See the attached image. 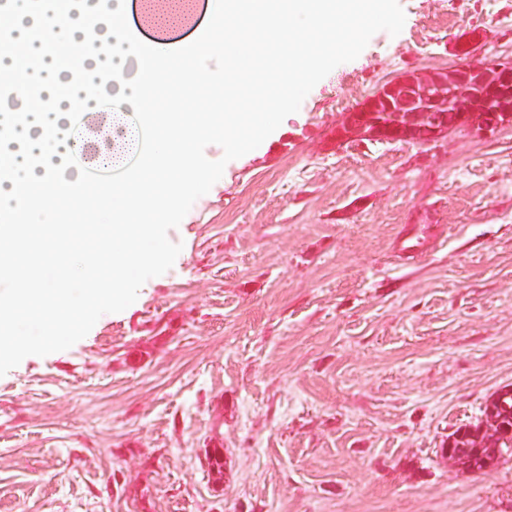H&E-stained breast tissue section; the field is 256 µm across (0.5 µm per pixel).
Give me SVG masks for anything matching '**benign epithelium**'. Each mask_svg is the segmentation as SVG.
I'll return each instance as SVG.
<instances>
[{
	"instance_id": "1",
	"label": "benign epithelium",
	"mask_w": 512,
	"mask_h": 512,
	"mask_svg": "<svg viewBox=\"0 0 512 512\" xmlns=\"http://www.w3.org/2000/svg\"><path fill=\"white\" fill-rule=\"evenodd\" d=\"M390 116L384 122L378 113ZM512 125V61L403 73L379 87L340 126L342 138L428 143L466 127L491 135ZM475 450L491 462L501 454L496 438Z\"/></svg>"
}]
</instances>
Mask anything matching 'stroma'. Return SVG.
<instances>
[{"label":"stroma","mask_w":512,"mask_h":512,"mask_svg":"<svg viewBox=\"0 0 512 512\" xmlns=\"http://www.w3.org/2000/svg\"><path fill=\"white\" fill-rule=\"evenodd\" d=\"M484 2L393 0L257 151L200 143L130 304L0 365V512H512V458L441 451L512 386V125L337 136L404 71L512 59Z\"/></svg>","instance_id":"35a3bbf8"}]
</instances>
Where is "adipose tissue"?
Returning a JSON list of instances; mask_svg holds the SVG:
<instances>
[{
	"label": "adipose tissue",
	"mask_w": 512,
	"mask_h": 512,
	"mask_svg": "<svg viewBox=\"0 0 512 512\" xmlns=\"http://www.w3.org/2000/svg\"><path fill=\"white\" fill-rule=\"evenodd\" d=\"M392 0H219L212 25L192 40L163 46L140 38L128 20V0H112L99 16L111 59L95 50L86 59L102 89H114V107L136 103L149 130V143L135 174L114 179L99 224H59L61 204L75 205L94 189L71 171L64 141L75 123L71 110L77 88L69 79L58 42L73 40L84 16L65 10H31V0H12L10 16L19 36L15 47L0 46V72L22 80L21 57L40 51L46 57L41 93L29 99L22 121L0 114L9 133L0 142V242L22 247L0 255L12 286L0 293V362L33 350L53 352L80 338L87 323L103 310L128 299L141 271L162 252L164 227L142 221L141 208L183 191L205 168L201 139L221 141L228 156L254 150L280 123L294 100L329 64L355 56L366 33L393 18ZM224 58L223 95L212 97L208 112H163L161 98L193 104L201 97V61ZM186 60L167 74L164 59ZM49 189L45 203L23 204L30 187ZM26 215L25 231L13 223ZM41 235L51 254L37 262L26 244ZM96 253V265L87 262Z\"/></svg>",
	"instance_id": "adipose-tissue-1"
}]
</instances>
